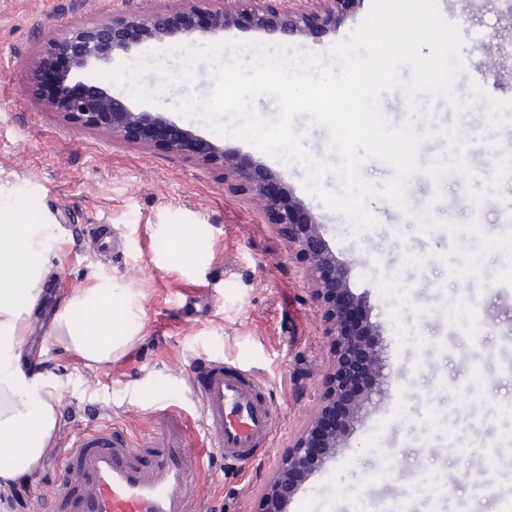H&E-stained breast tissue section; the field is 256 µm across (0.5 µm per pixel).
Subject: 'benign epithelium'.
<instances>
[{
  "label": "benign epithelium",
  "mask_w": 512,
  "mask_h": 512,
  "mask_svg": "<svg viewBox=\"0 0 512 512\" xmlns=\"http://www.w3.org/2000/svg\"><path fill=\"white\" fill-rule=\"evenodd\" d=\"M185 12L208 20L199 33L217 37L245 23L272 28L285 37L328 30L351 11L358 0H297V5L277 8L273 0H254L255 6L241 11L198 6L201 0H183ZM169 17L163 14H120L105 20H87L69 26L61 37L47 39L45 53H65L71 66L59 76L60 94L53 106L68 118L91 129H107L127 139L161 145L171 151L191 152L205 163L218 165L224 178L236 189L261 198L274 223L288 237V246L314 282L313 298L322 311L325 334L331 337L332 371L325 384L322 405L311 423L283 460L279 473L264 497L260 512H284V505L299 488L296 476L321 466L340 447L343 433L381 393L383 358L378 349V326L370 321L362 297L353 293L347 268L336 260L321 234V225L295 199L283 203L272 177L261 168L224 154V149L194 137L189 131L148 111H136L122 99L94 85H81L71 92L73 79L81 71L112 59L144 40L162 42L172 35ZM361 363L370 373L371 384L356 390L345 376Z\"/></svg>",
  "instance_id": "7a95c632"
}]
</instances>
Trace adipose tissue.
Listing matches in <instances>:
<instances>
[{
  "instance_id": "adipose-tissue-1",
  "label": "adipose tissue",
  "mask_w": 512,
  "mask_h": 512,
  "mask_svg": "<svg viewBox=\"0 0 512 512\" xmlns=\"http://www.w3.org/2000/svg\"><path fill=\"white\" fill-rule=\"evenodd\" d=\"M54 236V223L18 222L9 199L0 196V489L36 470L57 424L55 404L34 398L36 380L20 366L31 307L42 293L31 271L49 272L45 253ZM138 303L131 289L100 282L90 293L69 297L57 317V334L83 359L111 361L134 338L130 312ZM77 308L86 314L80 323L72 317Z\"/></svg>"
}]
</instances>
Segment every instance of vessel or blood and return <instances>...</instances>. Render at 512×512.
I'll list each match as a JSON object with an SVG mask.
<instances>
[{"label": "vessel or blood", "instance_id": "b4317fda", "mask_svg": "<svg viewBox=\"0 0 512 512\" xmlns=\"http://www.w3.org/2000/svg\"><path fill=\"white\" fill-rule=\"evenodd\" d=\"M190 388L197 418L161 413L153 436L106 421L81 428L59 458L55 501L79 499L82 512H201L191 475L205 456L252 461L277 422L261 381L223 359L192 366Z\"/></svg>", "mask_w": 512, "mask_h": 512}]
</instances>
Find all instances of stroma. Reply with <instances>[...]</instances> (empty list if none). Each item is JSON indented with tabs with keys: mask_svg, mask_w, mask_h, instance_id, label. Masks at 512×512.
Wrapping results in <instances>:
<instances>
[{
	"mask_svg": "<svg viewBox=\"0 0 512 512\" xmlns=\"http://www.w3.org/2000/svg\"><path fill=\"white\" fill-rule=\"evenodd\" d=\"M373 0L329 31L283 38L274 30L225 31L224 41L252 50L287 44L289 52L333 61V48L362 24ZM464 38L463 81L484 78L493 111L466 101L419 95L411 116L403 90L383 94L393 125L413 121L426 135L421 169L406 183V209L371 198L375 228L353 232L305 186L307 171L256 147L217 134L172 110L213 87L208 65L193 83L174 81L147 105L104 78V65L80 73L133 109H147L235 157L271 173L322 226L331 253L348 265L351 290L364 296L384 348L387 390L322 467L305 477L286 512H399L410 500L428 508L436 481L448 485V512H500L482 481H511L512 464L495 443L512 440V15L502 0H436ZM180 0H0V194L19 220H56L53 276L42 282L47 320L73 293L103 279L140 294L139 331L104 364L87 363L50 336L37 356L40 395L54 402L53 451L30 479L0 493V512L51 507L62 424L108 419L134 437L153 433V417L194 412L189 368L224 357L251 371L271 392L281 421L271 447L226 469L212 458L196 490L210 512H257L281 462L318 411L333 365L331 339L313 301L310 277L271 223L263 202L232 189L221 171L196 157L66 119L37 93L33 75L49 37L67 25L143 11L170 17ZM198 33L136 45L114 65L160 63L181 69L183 49L212 44ZM108 224L118 255L94 256L90 234ZM186 241V252L172 249Z\"/></svg>",
	"mask_w": 512,
	"mask_h": 512,
	"instance_id": "1",
	"label": "stroma"
}]
</instances>
